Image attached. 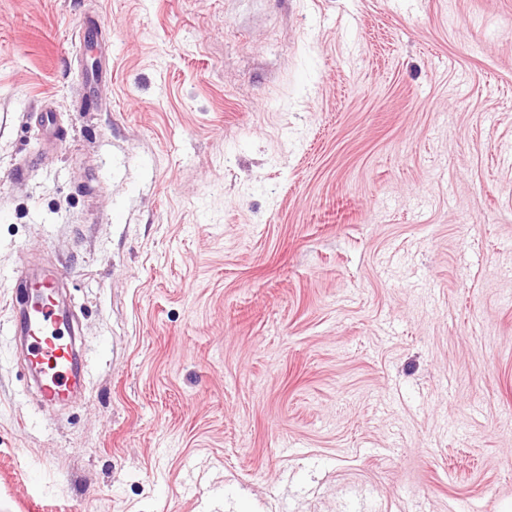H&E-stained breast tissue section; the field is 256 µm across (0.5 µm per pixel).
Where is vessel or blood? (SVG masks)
I'll return each instance as SVG.
<instances>
[{
	"label": "vessel or blood",
	"instance_id": "b4317fda",
	"mask_svg": "<svg viewBox=\"0 0 512 512\" xmlns=\"http://www.w3.org/2000/svg\"><path fill=\"white\" fill-rule=\"evenodd\" d=\"M59 287L58 275L45 272L30 281L25 300L12 305V331L25 340L45 405L66 403L81 386L80 354L70 340L75 330L57 307Z\"/></svg>",
	"mask_w": 512,
	"mask_h": 512
}]
</instances>
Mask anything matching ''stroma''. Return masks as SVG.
Wrapping results in <instances>:
<instances>
[{
    "label": "stroma",
    "mask_w": 512,
    "mask_h": 512,
    "mask_svg": "<svg viewBox=\"0 0 512 512\" xmlns=\"http://www.w3.org/2000/svg\"><path fill=\"white\" fill-rule=\"evenodd\" d=\"M0 512H512V0H0ZM59 287L58 275L47 271L30 281L23 302L12 303V331L25 340L43 405L66 403L81 387L80 354L71 339L63 340L76 334L57 309Z\"/></svg>",
    "instance_id": "1"
}]
</instances>
